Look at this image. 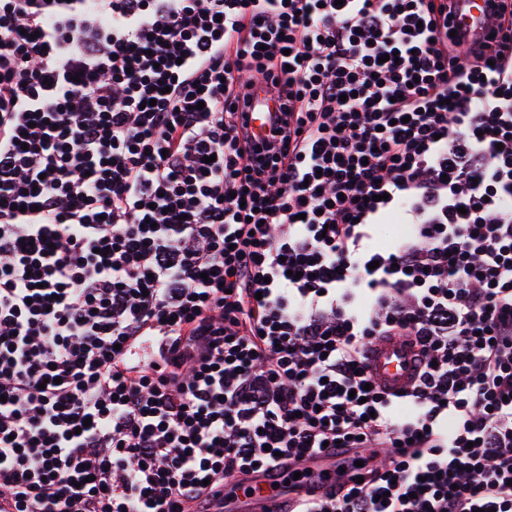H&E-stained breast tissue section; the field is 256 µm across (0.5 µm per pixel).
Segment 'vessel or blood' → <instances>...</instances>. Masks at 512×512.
<instances>
[{
    "mask_svg": "<svg viewBox=\"0 0 512 512\" xmlns=\"http://www.w3.org/2000/svg\"><path fill=\"white\" fill-rule=\"evenodd\" d=\"M498 0H457L451 25L475 40H487L491 33L490 16ZM418 365V349L411 337H381L374 341L368 351L369 374L372 379L388 391L409 387ZM308 472L307 485L315 495L336 489L338 480L334 474L335 458L302 464ZM287 464H279L255 480L231 481L225 484V494L246 495L251 512H281L287 500V489L283 484Z\"/></svg>",
    "mask_w": 512,
    "mask_h": 512,
    "instance_id": "obj_1",
    "label": "vessel or blood"
}]
</instances>
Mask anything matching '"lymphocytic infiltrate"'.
<instances>
[{
    "label": "lymphocytic infiltrate",
    "instance_id": "1",
    "mask_svg": "<svg viewBox=\"0 0 512 512\" xmlns=\"http://www.w3.org/2000/svg\"><path fill=\"white\" fill-rule=\"evenodd\" d=\"M498 18L488 51L446 0H0L10 512H209L328 442L391 460L286 512H512ZM380 336L419 348L402 393L370 383ZM265 105L268 106L270 114L267 116V121L265 126L261 125L260 119L254 118V112H257L260 108L264 107ZM278 111L277 105H275L272 101H270L266 95L264 94L263 90L260 87H256L254 90L253 100L250 108V123L252 130L257 134H266L265 130L270 127L271 118L275 114L274 112Z\"/></svg>",
    "mask_w": 512,
    "mask_h": 512
}]
</instances>
